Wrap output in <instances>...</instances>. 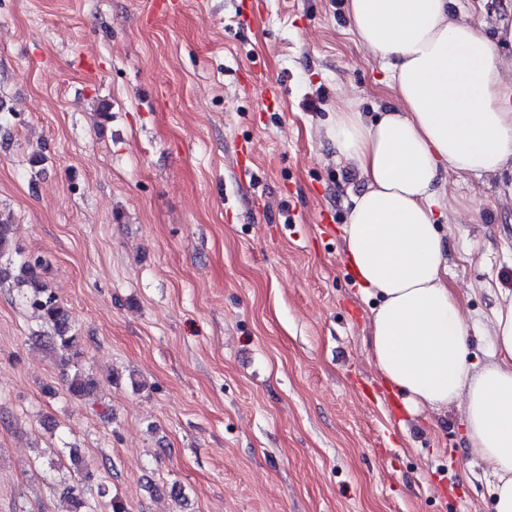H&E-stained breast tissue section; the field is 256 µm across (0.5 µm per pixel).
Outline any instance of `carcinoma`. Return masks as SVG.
Wrapping results in <instances>:
<instances>
[{"label": "carcinoma", "mask_w": 512, "mask_h": 512, "mask_svg": "<svg viewBox=\"0 0 512 512\" xmlns=\"http://www.w3.org/2000/svg\"><path fill=\"white\" fill-rule=\"evenodd\" d=\"M14 246V224L11 218L0 213V258L9 255ZM13 287L21 298L40 317L52 325L54 335L47 337L48 342L60 351V365L72 369L66 383L70 395L76 399L90 396L97 387L92 373L82 364L80 337L73 332L70 315L57 302L42 276V266L37 259L23 260L18 265V273L13 277Z\"/></svg>", "instance_id": "1"}]
</instances>
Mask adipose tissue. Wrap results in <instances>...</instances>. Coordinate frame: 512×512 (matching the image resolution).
<instances>
[{"label":"adipose tissue","mask_w":512,"mask_h":512,"mask_svg":"<svg viewBox=\"0 0 512 512\" xmlns=\"http://www.w3.org/2000/svg\"><path fill=\"white\" fill-rule=\"evenodd\" d=\"M350 29L390 72L375 119L340 106L327 134L363 181L342 227L343 258L373 299L370 359L409 414L464 415L466 446L491 477L493 512H512V298L480 336L475 365L434 219L442 172H512V80L497 54L512 22L484 36L460 0H344Z\"/></svg>","instance_id":"adipose-tissue-1"}]
</instances>
